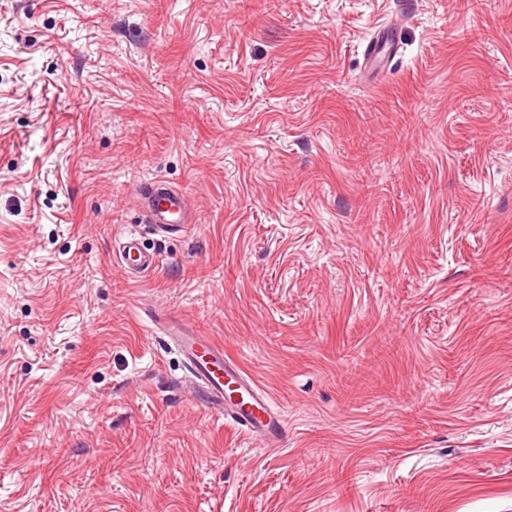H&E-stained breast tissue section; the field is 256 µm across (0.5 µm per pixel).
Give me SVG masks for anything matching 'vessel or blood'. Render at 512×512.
I'll use <instances>...</instances> for the list:
<instances>
[{
  "label": "vessel or blood",
  "instance_id": "obj_1",
  "mask_svg": "<svg viewBox=\"0 0 512 512\" xmlns=\"http://www.w3.org/2000/svg\"><path fill=\"white\" fill-rule=\"evenodd\" d=\"M396 41L388 30L376 32L366 45L364 57L370 70H380L394 59ZM140 197L147 223L163 231L183 232L191 224L186 194L161 178L141 182ZM118 256L131 278L153 270L156 255L143 250L135 236L119 245ZM168 337L178 348L194 380L201 401L216 415L231 419L266 446L278 445L284 428L283 416L271 395L259 387L237 361L224 353L222 345L184 324L168 318L163 322Z\"/></svg>",
  "mask_w": 512,
  "mask_h": 512
}]
</instances>
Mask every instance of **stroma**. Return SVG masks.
<instances>
[{
  "label": "stroma",
  "mask_w": 512,
  "mask_h": 512,
  "mask_svg": "<svg viewBox=\"0 0 512 512\" xmlns=\"http://www.w3.org/2000/svg\"><path fill=\"white\" fill-rule=\"evenodd\" d=\"M0 512H512V0H0ZM397 42L386 29L376 32L366 45L364 57L370 70H381L394 59ZM147 224L163 231L185 232L192 224L186 203V193L172 188L161 178L139 184ZM118 256L120 263L133 279L153 270L158 263L157 256L143 250L138 238L132 235L120 243ZM163 325L207 408L213 414L231 419L266 446L278 445L284 422L271 395L237 361L224 354L222 345L200 336L180 320L167 318ZM230 386L239 397L231 396Z\"/></svg>",
  "instance_id": "stroma-1"
}]
</instances>
